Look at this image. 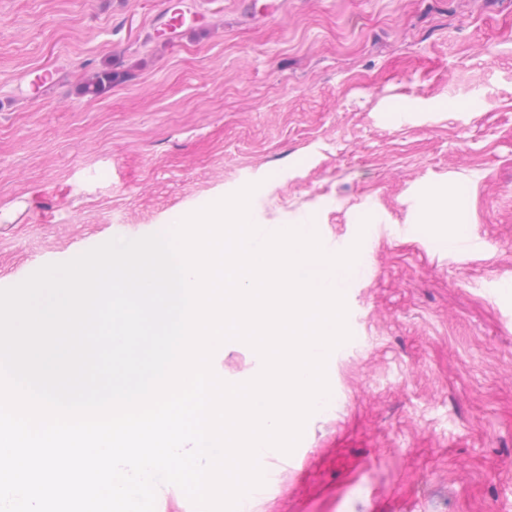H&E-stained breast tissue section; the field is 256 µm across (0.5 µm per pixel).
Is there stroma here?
Wrapping results in <instances>:
<instances>
[{
	"label": "stroma",
	"instance_id": "35a3bbf8",
	"mask_svg": "<svg viewBox=\"0 0 512 512\" xmlns=\"http://www.w3.org/2000/svg\"><path fill=\"white\" fill-rule=\"evenodd\" d=\"M165 2L0 0V288L250 183L256 224H389L331 410L241 504L512 512V0H186L175 42ZM106 61L125 78L81 95ZM459 222L482 251L449 248Z\"/></svg>",
	"mask_w": 512,
	"mask_h": 512
}]
</instances>
